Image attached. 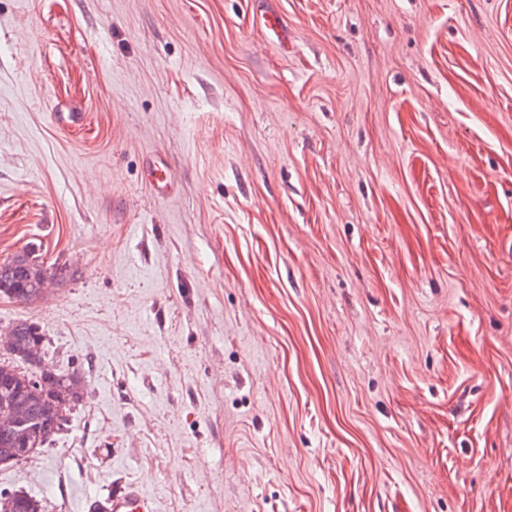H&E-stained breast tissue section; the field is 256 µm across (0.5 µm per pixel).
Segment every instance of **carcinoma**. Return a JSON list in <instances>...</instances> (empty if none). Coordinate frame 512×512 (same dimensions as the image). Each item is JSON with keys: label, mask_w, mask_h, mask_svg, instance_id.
<instances>
[{"label": "carcinoma", "mask_w": 512, "mask_h": 512, "mask_svg": "<svg viewBox=\"0 0 512 512\" xmlns=\"http://www.w3.org/2000/svg\"><path fill=\"white\" fill-rule=\"evenodd\" d=\"M64 279L62 268L46 267L32 248L15 253L0 263V295L22 303H36L44 299L46 284H59ZM15 337L9 354L17 360L37 343L45 340L39 325L22 321L14 325ZM14 386V392L29 399L32 418L44 425L43 443L35 452H46L54 436L68 420V415L84 397L86 381L81 367L59 372L20 370L12 362L0 361V410L8 406L9 396L4 394L5 382ZM12 503V512H44L43 501L33 495L11 490H0V500Z\"/></svg>", "instance_id": "obj_1"}]
</instances>
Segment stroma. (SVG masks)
Returning a JSON list of instances; mask_svg holds the SVG:
<instances>
[{"label":"stroma","instance_id":"35a3bbf8","mask_svg":"<svg viewBox=\"0 0 512 512\" xmlns=\"http://www.w3.org/2000/svg\"><path fill=\"white\" fill-rule=\"evenodd\" d=\"M261 2L0 0V327L87 381L0 489L512 512V0ZM148 178L158 196L166 197L173 193L169 166L165 161L153 162L148 168ZM31 257L35 263L32 266V275L18 276L9 274V264L21 257ZM64 273L55 264L44 266L33 248L23 249L15 253L9 260L0 264V295L6 296L22 303H36L44 299L49 288H42L44 284L58 285L64 279ZM14 328L15 337L13 327L0 330V349L10 350L12 347L8 352L17 360L26 363L23 359V355L26 353L25 356L28 361H36L41 352V345L43 346L45 342V336L41 328L39 325L28 321L18 322L14 325ZM38 339H40L42 343L35 345V347L28 352V350L37 343Z\"/></svg>","mask_w":512,"mask_h":512}]
</instances>
